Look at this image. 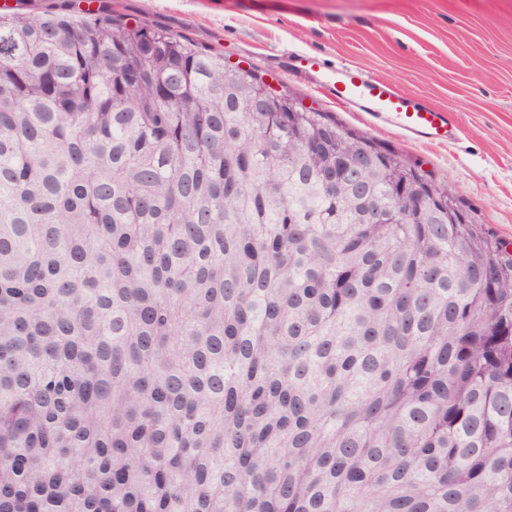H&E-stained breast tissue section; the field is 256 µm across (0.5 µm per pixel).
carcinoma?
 I'll list each match as a JSON object with an SVG mask.
<instances>
[{
  "label": "carcinoma",
  "mask_w": 512,
  "mask_h": 512,
  "mask_svg": "<svg viewBox=\"0 0 512 512\" xmlns=\"http://www.w3.org/2000/svg\"><path fill=\"white\" fill-rule=\"evenodd\" d=\"M257 81L0 13V512H512V253Z\"/></svg>",
  "instance_id": "carcinoma-1"
}]
</instances>
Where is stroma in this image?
<instances>
[{
	"instance_id": "1",
	"label": "stroma",
	"mask_w": 512,
	"mask_h": 512,
	"mask_svg": "<svg viewBox=\"0 0 512 512\" xmlns=\"http://www.w3.org/2000/svg\"><path fill=\"white\" fill-rule=\"evenodd\" d=\"M33 16L105 7L188 36L278 91L402 153L512 245V0H7ZM351 64L453 112L456 141L414 143L336 104L290 66Z\"/></svg>"
}]
</instances>
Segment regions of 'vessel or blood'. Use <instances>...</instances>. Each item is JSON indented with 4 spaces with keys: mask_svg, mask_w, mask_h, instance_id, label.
<instances>
[{
    "mask_svg": "<svg viewBox=\"0 0 512 512\" xmlns=\"http://www.w3.org/2000/svg\"><path fill=\"white\" fill-rule=\"evenodd\" d=\"M321 73L320 88L336 102L366 113L372 124L390 125L416 141L448 143L457 138L449 110L413 100L397 85L364 75L351 64L325 67Z\"/></svg>",
    "mask_w": 512,
    "mask_h": 512,
    "instance_id": "obj_1",
    "label": "vessel or blood"
}]
</instances>
